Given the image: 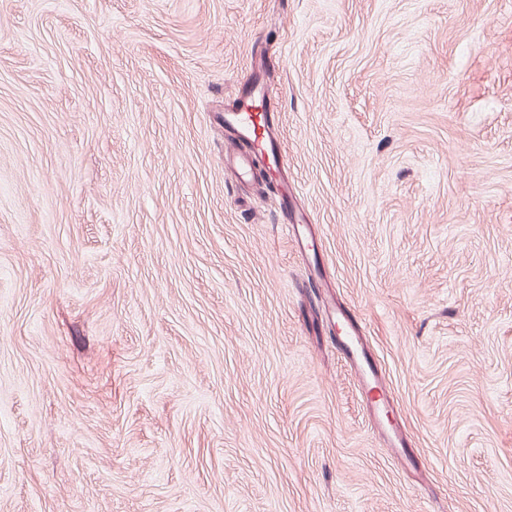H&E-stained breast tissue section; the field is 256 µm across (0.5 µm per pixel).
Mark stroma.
Returning <instances> with one entry per match:
<instances>
[{
	"instance_id": "35a3bbf8",
	"label": "stroma",
	"mask_w": 512,
	"mask_h": 512,
	"mask_svg": "<svg viewBox=\"0 0 512 512\" xmlns=\"http://www.w3.org/2000/svg\"><path fill=\"white\" fill-rule=\"evenodd\" d=\"M0 512H512V0H0ZM257 94H260L258 86L245 82L235 102L224 109V131L249 148V151L227 153L224 165L238 181H245L250 174L253 154L270 157L274 178L284 193L282 213L285 224H289V232L304 248L313 238L312 224L292 223L293 215L288 207V164L282 156L279 124L275 123L273 112H252V99ZM331 307L337 322H341L344 326L341 350L351 362L359 387L367 398V410L373 425L382 431L384 442L389 448H393L396 456L410 464L411 460L406 454L405 437L401 427L386 428L384 425L382 412L387 405H390V400L387 396L388 384L382 368L377 365L372 366L368 362L364 336L346 308L336 302H333ZM374 389L379 393L378 399L370 397V393Z\"/></svg>"
}]
</instances>
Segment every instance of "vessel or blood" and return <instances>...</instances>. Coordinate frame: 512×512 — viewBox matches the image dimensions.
<instances>
[{"mask_svg":"<svg viewBox=\"0 0 512 512\" xmlns=\"http://www.w3.org/2000/svg\"><path fill=\"white\" fill-rule=\"evenodd\" d=\"M258 92L255 84L244 83L238 98L224 110L225 131L244 146L243 151L226 154L224 164L237 180L243 181L250 174L254 156L268 155L274 177L284 187L288 184V165L282 156L278 126L272 113L254 111L252 99ZM332 311L344 326L341 350L356 373L361 391L369 396L367 410L370 419L380 429L386 445L393 448L396 456L405 457L406 443L402 429L384 425L382 412L390 400L383 370L369 363L364 337L346 308L336 303Z\"/></svg>","mask_w":512,"mask_h":512,"instance_id":"1","label":"vessel or blood"}]
</instances>
